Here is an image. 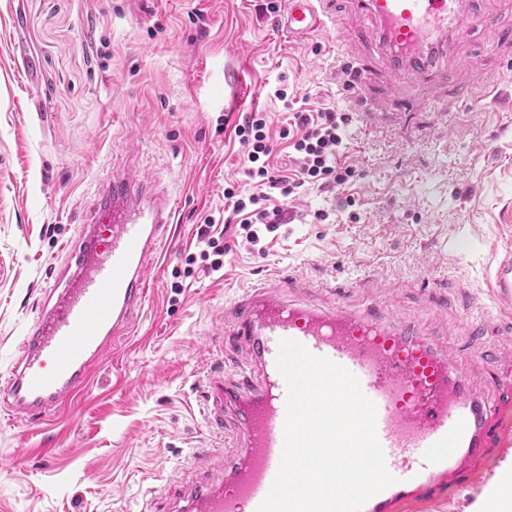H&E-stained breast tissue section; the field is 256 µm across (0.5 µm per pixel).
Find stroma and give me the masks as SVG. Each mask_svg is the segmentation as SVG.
Here are the masks:
<instances>
[{
	"mask_svg": "<svg viewBox=\"0 0 512 512\" xmlns=\"http://www.w3.org/2000/svg\"><path fill=\"white\" fill-rule=\"evenodd\" d=\"M285 0H0V376L17 355L48 267L80 226L114 161L158 177L178 209L177 239L148 273L152 303L107 350L79 404L30 426L0 411V512H167L164 484L206 480L197 449L237 454L203 411L210 376L233 379L224 308L241 289L279 281L288 299L325 308L369 306L422 322L455 367L485 381L512 374V321L486 294L497 254L512 249V0H479L488 25L453 41L436 75L398 83L366 44L337 51L363 26L344 0L339 26L289 38L270 4ZM20 36L48 89L35 98L14 61ZM373 70L363 94L375 122L340 89L345 64ZM244 64L251 111L268 116L274 153L291 113H348L345 160L354 178L335 192L300 189L294 223L251 247L227 230L224 267L183 277L197 228L224 211V188L244 184L238 117L224 115V68ZM495 102L471 107L461 86ZM286 87L287 101L274 98ZM354 205H346V198ZM323 209L328 220L318 222ZM454 239V252L443 248ZM296 284H288V277ZM181 292H173L174 282ZM51 468L20 458L43 436ZM512 455V419L497 446L430 497L394 512H464Z\"/></svg>",
	"mask_w": 512,
	"mask_h": 512,
	"instance_id": "stroma-1",
	"label": "stroma"
}]
</instances>
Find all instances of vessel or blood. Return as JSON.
Instances as JSON below:
<instances>
[{
    "instance_id": "b4317fda",
    "label": "vessel or blood",
    "mask_w": 512,
    "mask_h": 512,
    "mask_svg": "<svg viewBox=\"0 0 512 512\" xmlns=\"http://www.w3.org/2000/svg\"><path fill=\"white\" fill-rule=\"evenodd\" d=\"M474 2L354 0L370 24L353 38L376 44L396 79L421 78L446 57L452 37L483 22ZM331 3L287 0L280 24L297 38L334 27ZM243 73L238 65L224 75L227 111L246 107ZM95 196L64 257L50 267L0 387L10 416L28 424L80 400L107 348L138 318L149 294L148 270L175 238L176 207L152 176L113 168ZM493 286L504 304L512 303V255L499 261ZM224 334L225 344L244 350L246 360L238 380L210 377L207 422L223 433L224 414L232 412L239 454L229 464L212 460L219 480L171 490L178 512H256L266 497L284 445L286 384L276 366L284 339L345 367L376 407L377 437L397 482L361 512H391L398 501L459 478L462 463L479 461L492 448L498 414L512 411V376L499 382L497 413L488 412L480 383L458 372L413 320L295 304L258 284L225 307Z\"/></svg>"
}]
</instances>
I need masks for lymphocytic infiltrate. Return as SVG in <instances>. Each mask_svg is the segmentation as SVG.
Listing matches in <instances>:
<instances>
[{
	"label": "lymphocytic infiltrate",
	"mask_w": 512,
	"mask_h": 512,
	"mask_svg": "<svg viewBox=\"0 0 512 512\" xmlns=\"http://www.w3.org/2000/svg\"><path fill=\"white\" fill-rule=\"evenodd\" d=\"M291 127L282 129L281 138L292 148L296 168L292 175H275L270 163L273 143L269 135L265 113H250L236 128L244 148L246 175L250 186L241 189L230 186L224 190L230 217L236 220L246 241L258 245L261 232H276L281 225L293 223L295 215L286 201L304 186L321 190L345 185L354 175L350 166L339 164L344 149L343 131L349 121L347 114L324 112H297ZM203 245L199 255L185 258V276H192V267L203 262L205 270L216 272L224 266L226 246L218 235L213 218H205L198 229Z\"/></svg>",
	"instance_id": "obj_1"
}]
</instances>
